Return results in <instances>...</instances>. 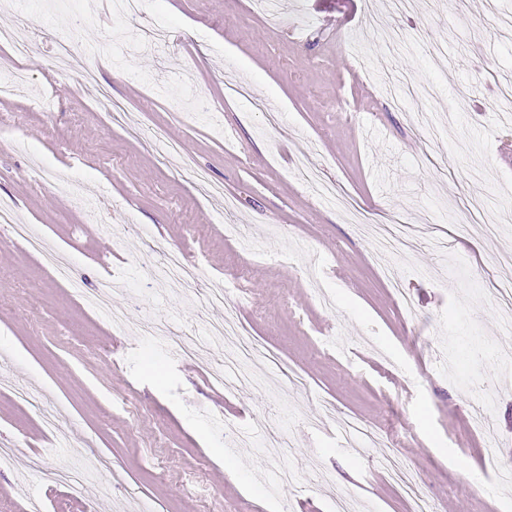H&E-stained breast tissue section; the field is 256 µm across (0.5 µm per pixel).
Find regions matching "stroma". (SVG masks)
<instances>
[{"mask_svg":"<svg viewBox=\"0 0 512 512\" xmlns=\"http://www.w3.org/2000/svg\"><path fill=\"white\" fill-rule=\"evenodd\" d=\"M27 3L36 19L19 62L30 81L0 96V198L70 257L85 293L111 280L126 325L72 296L0 224V445L18 450L0 466V512L33 501L82 512L32 476L36 461L84 475L92 512H135L141 500L157 512H333L337 493L354 512H409L378 463L384 445L437 512H512V485L486 464L495 454L512 467V361L498 355L512 336L498 331L493 292L512 280L499 261L512 224L491 239L467 211L478 195L512 213V121L497 109L512 86V34L485 0H415L404 15L388 0H284L276 22L261 0H149L130 22L114 0ZM368 12L406 40L389 48L367 31L351 48ZM156 28L162 49L122 47ZM62 38L74 45L66 60ZM381 61L432 95L397 107L360 68ZM88 68L95 80L81 83ZM230 75L247 96L228 93ZM114 102L134 125L113 119ZM16 137L29 152L13 149ZM305 155L367 224L296 178ZM46 168L83 177L96 223ZM397 221L412 225V246L378 261L376 228ZM229 224L247 225L249 242ZM169 249L197 266L195 293L139 275L142 256ZM219 282L285 366L255 369L241 392L135 333L163 320L219 362L207 326L224 312L205 303ZM17 386L41 393L64 430ZM330 405L363 431L324 425ZM228 424L244 442L225 440ZM271 433L283 443L274 459L263 454Z\"/></svg>","mask_w":512,"mask_h":512,"instance_id":"35a3bbf8","label":"stroma"}]
</instances>
